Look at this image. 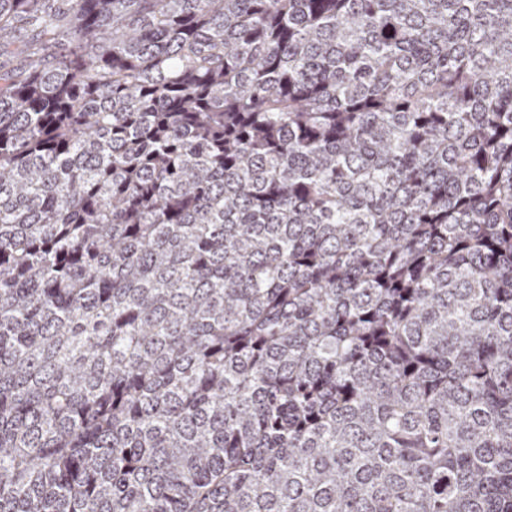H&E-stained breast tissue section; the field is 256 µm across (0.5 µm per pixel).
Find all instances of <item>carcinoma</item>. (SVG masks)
<instances>
[{"instance_id": "obj_1", "label": "carcinoma", "mask_w": 512, "mask_h": 512, "mask_svg": "<svg viewBox=\"0 0 512 512\" xmlns=\"http://www.w3.org/2000/svg\"><path fill=\"white\" fill-rule=\"evenodd\" d=\"M0 512H512V0H0Z\"/></svg>"}]
</instances>
